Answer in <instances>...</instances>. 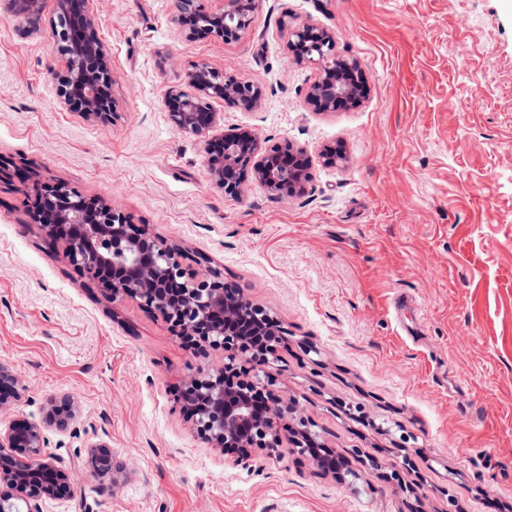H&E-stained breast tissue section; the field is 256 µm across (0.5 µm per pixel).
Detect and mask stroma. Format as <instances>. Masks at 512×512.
<instances>
[{
    "instance_id": "35a3bbf8",
    "label": "stroma",
    "mask_w": 512,
    "mask_h": 512,
    "mask_svg": "<svg viewBox=\"0 0 512 512\" xmlns=\"http://www.w3.org/2000/svg\"><path fill=\"white\" fill-rule=\"evenodd\" d=\"M41 2L32 30L0 0V362L22 386L0 432L78 401L48 431L71 491L43 512H512V0H257L233 41L186 38L175 0H87L110 124L60 106L56 3ZM304 22L358 61V106L308 104L321 71L288 47ZM199 64L263 88L252 112L217 103L214 134L304 148L305 193L212 185L165 106ZM37 180L131 213L274 316L269 371L350 477L288 448L235 466L205 443L175 390L222 352L88 287L29 221ZM99 441L115 482L88 473Z\"/></svg>"
}]
</instances>
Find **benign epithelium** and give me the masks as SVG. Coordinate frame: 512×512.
Masks as SVG:
<instances>
[{"mask_svg":"<svg viewBox=\"0 0 512 512\" xmlns=\"http://www.w3.org/2000/svg\"><path fill=\"white\" fill-rule=\"evenodd\" d=\"M9 4L30 27L39 28L40 0ZM85 4L56 0L59 15L67 17V27L52 26V37L62 45L66 59L65 72L56 76L58 95L61 105L84 120L111 123L117 112L109 55ZM176 8L175 21L188 37L229 41L249 28L253 0H224L220 12L207 10L201 0H176ZM288 36L290 46L301 48L294 59L325 73L307 92L311 105L326 112L365 96L366 86L353 79L357 61L336 55L333 35L301 23L288 28ZM213 77L215 73L202 66L189 74L193 91L172 89L167 99L168 122L177 133L202 144L213 185L238 196L248 175L276 196L303 193L310 161L301 148L287 143L268 146L251 127L241 126L226 138L221 155L211 153L210 134L222 119L215 103L231 100L254 111L264 96L253 83L227 75L215 82ZM34 190L42 198V210L29 215L31 223L61 248L80 277L114 303L140 301L178 328L182 339L224 351L223 366L190 377L180 390V401L202 439L224 449L237 465L258 454L275 457L286 444L301 455L314 445L308 422L288 424L296 405L266 372L283 336L264 308L224 283L218 272L198 277L184 267L178 250L135 227L124 211L60 183H38ZM238 361L252 365V370L237 368ZM19 397L14 370L0 363V409ZM79 413L78 402L68 396L52 403L42 421L0 433V512H42L43 501L60 496L59 487L70 488V471L47 451V431L70 427ZM88 465L92 477L113 480L112 447L104 441L90 446Z\"/></svg>","mask_w":512,"mask_h":512,"instance_id":"1","label":"benign epithelium"}]
</instances>
